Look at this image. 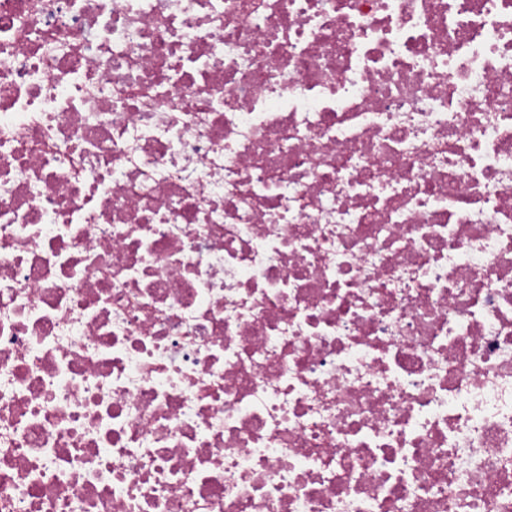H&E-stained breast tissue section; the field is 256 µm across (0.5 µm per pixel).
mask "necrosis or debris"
Segmentation results:
<instances>
[{
	"label": "necrosis or debris",
	"mask_w": 512,
	"mask_h": 512,
	"mask_svg": "<svg viewBox=\"0 0 512 512\" xmlns=\"http://www.w3.org/2000/svg\"><path fill=\"white\" fill-rule=\"evenodd\" d=\"M0 512H512V0H0Z\"/></svg>",
	"instance_id": "necrosis-or-debris-1"
}]
</instances>
